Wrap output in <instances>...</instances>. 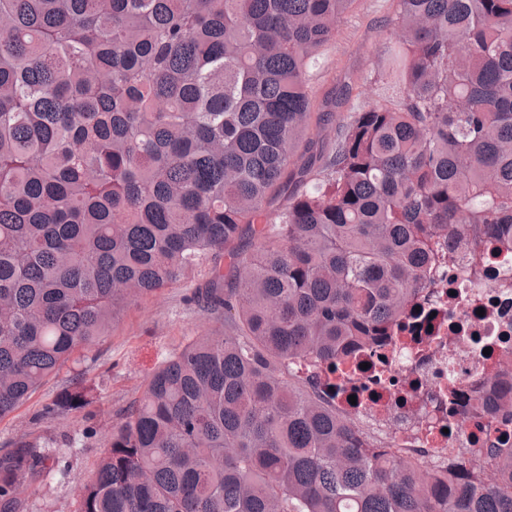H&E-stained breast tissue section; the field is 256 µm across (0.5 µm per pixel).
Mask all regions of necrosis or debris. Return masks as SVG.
I'll list each match as a JSON object with an SVG mask.
<instances>
[{
	"label": "necrosis or debris",
	"instance_id": "4bbe7bcc",
	"mask_svg": "<svg viewBox=\"0 0 512 512\" xmlns=\"http://www.w3.org/2000/svg\"><path fill=\"white\" fill-rule=\"evenodd\" d=\"M440 261L417 303L382 349L387 382L374 380L372 352L336 371L322 395L338 414L376 427L390 451L443 472L464 449L496 440L489 414L470 397L495 398L512 371V245L472 235L441 238ZM460 404L448 409V394Z\"/></svg>",
	"mask_w": 512,
	"mask_h": 512
}]
</instances>
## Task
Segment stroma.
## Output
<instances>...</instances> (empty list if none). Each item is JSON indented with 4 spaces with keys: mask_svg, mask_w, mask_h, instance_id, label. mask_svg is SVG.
I'll list each match as a JSON object with an SVG mask.
<instances>
[{
    "mask_svg": "<svg viewBox=\"0 0 512 512\" xmlns=\"http://www.w3.org/2000/svg\"><path fill=\"white\" fill-rule=\"evenodd\" d=\"M395 5L396 0H354L324 50L323 66L313 76L316 111L341 117L353 104L374 99L375 84H361L360 77L377 72L386 54ZM193 290L188 282L122 307L107 335L81 364L92 387L94 435H86V423L78 414L61 421L35 420L62 382L72 378L68 368L26 405L0 420V446L30 430L50 446L63 440L68 443L64 460H47L41 478L27 491L28 512H76L81 483L95 471L113 424L139 396L147 375L174 349L209 328V321L190 300Z\"/></svg>",
    "mask_w": 512,
    "mask_h": 512,
    "instance_id": "stroma-1",
    "label": "stroma"
}]
</instances>
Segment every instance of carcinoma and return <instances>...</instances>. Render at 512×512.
Returning <instances> with one entry per match:
<instances>
[{"label": "carcinoma", "instance_id": "cac0c4a2", "mask_svg": "<svg viewBox=\"0 0 512 512\" xmlns=\"http://www.w3.org/2000/svg\"><path fill=\"white\" fill-rule=\"evenodd\" d=\"M350 2L0 0V419L121 302L207 273L214 326L147 377L78 512H512V451L434 472L296 371L378 347L437 239L512 231V0H397L376 99L297 166ZM90 392L41 417L93 419ZM48 457L32 431L0 453V512Z\"/></svg>", "mask_w": 512, "mask_h": 512}]
</instances>
